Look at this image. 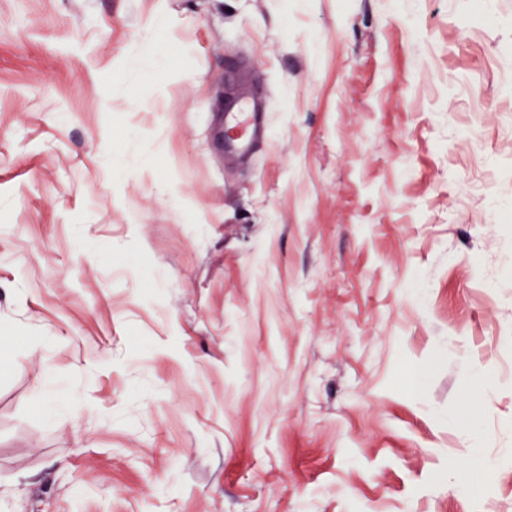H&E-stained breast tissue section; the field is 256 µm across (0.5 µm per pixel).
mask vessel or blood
<instances>
[{"instance_id": "obj_1", "label": "vessel or blood", "mask_w": 512, "mask_h": 512, "mask_svg": "<svg viewBox=\"0 0 512 512\" xmlns=\"http://www.w3.org/2000/svg\"><path fill=\"white\" fill-rule=\"evenodd\" d=\"M272 129L263 101L238 99L224 111V145L239 154L253 153L270 140Z\"/></svg>"}]
</instances>
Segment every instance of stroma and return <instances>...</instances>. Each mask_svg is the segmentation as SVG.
<instances>
[{"mask_svg":"<svg viewBox=\"0 0 512 512\" xmlns=\"http://www.w3.org/2000/svg\"><path fill=\"white\" fill-rule=\"evenodd\" d=\"M509 81L512 0H0V512H512ZM272 129L263 101L239 98L224 111V146L239 154H251L265 141Z\"/></svg>","mask_w":512,"mask_h":512,"instance_id":"obj_1","label":"stroma"}]
</instances>
